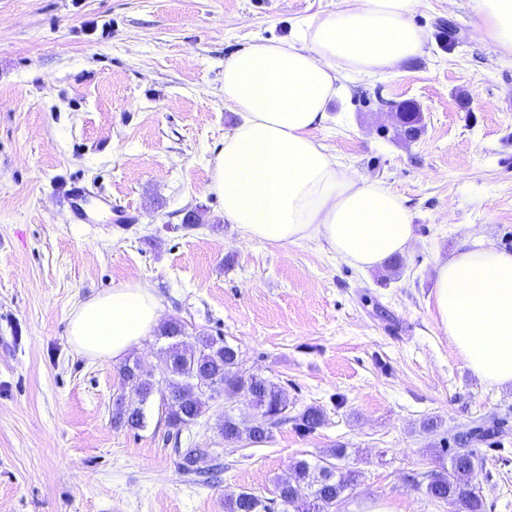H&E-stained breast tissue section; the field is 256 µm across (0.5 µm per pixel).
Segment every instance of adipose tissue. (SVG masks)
Instances as JSON below:
<instances>
[{
  "label": "adipose tissue",
  "instance_id": "ef3b65f1",
  "mask_svg": "<svg viewBox=\"0 0 512 512\" xmlns=\"http://www.w3.org/2000/svg\"><path fill=\"white\" fill-rule=\"evenodd\" d=\"M472 2L482 40L512 55V0ZM421 3L341 0L291 39H260L225 61L224 106L239 120L224 134L211 189L226 221L268 244L324 242L362 272L407 251L415 229L400 197L314 133L342 91L339 71L385 74L423 53L425 33L412 21ZM433 301L465 366L488 386H512V250L470 232L438 262ZM161 311L149 284L122 283L73 308L68 338L88 359L117 362L153 334Z\"/></svg>",
  "mask_w": 512,
  "mask_h": 512
}]
</instances>
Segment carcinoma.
Returning a JSON list of instances; mask_svg holds the SVG:
<instances>
[{"mask_svg":"<svg viewBox=\"0 0 512 512\" xmlns=\"http://www.w3.org/2000/svg\"><path fill=\"white\" fill-rule=\"evenodd\" d=\"M120 374L128 391L119 397L120 408L112 415L114 424L130 429L142 427L145 423L144 405L158 392L162 396L170 439L178 438L202 415L206 405L202 387L209 380L223 383L224 397L228 399L252 397L249 407L261 410L269 424L284 418L288 411V401L283 398L280 387L257 375L244 374L239 369L238 351L221 337L199 336L194 351L171 352L169 372L162 380L144 376L135 361L125 362ZM295 421L299 430L310 432L322 424L323 412L310 406L295 417ZM217 430L228 444L244 438L263 443L270 434L268 424L248 425L229 411L224 412ZM495 435L493 428L481 424L458 433L454 437L450 468L430 474L426 487L428 496L438 502H455L463 512H483L482 500L472 485V474L480 460L479 449L474 444L485 443ZM204 453L203 448L185 449L178 463L179 469L186 474L197 472V464ZM343 455L344 449L337 448L314 464L299 460L290 472L277 477L275 494L283 512H313L316 506L320 507L319 512H330L355 480L351 473L336 474L334 460ZM224 512H271V507L250 492L231 491L224 494Z\"/></svg>","mask_w":512,"mask_h":512,"instance_id":"cac0c4a2","label":"carcinoma"}]
</instances>
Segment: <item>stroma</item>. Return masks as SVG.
Listing matches in <instances>:
<instances>
[{
    "mask_svg": "<svg viewBox=\"0 0 512 512\" xmlns=\"http://www.w3.org/2000/svg\"><path fill=\"white\" fill-rule=\"evenodd\" d=\"M338 0H0V512H224V494L274 502L273 481L300 459L344 449L357 481L332 512L371 499L395 512H459L426 493L449 440L498 421L472 482L484 512H512V387L481 382L438 326L434 267L484 230L512 250V56L478 34L471 0H425L421 56L394 72L344 79L317 141L410 210L415 238L362 274L320 243L250 239L224 218L213 160L235 117L224 62L257 39L291 36ZM459 45L446 50L438 20ZM411 102L416 141L361 93ZM86 186L90 223L63 195ZM195 224H186L188 214ZM126 281L155 288L186 344L221 336L240 368L282 387L285 420L257 446L224 444L210 401L180 445L165 442L159 400L146 425L114 426L119 364L74 350L68 315ZM324 422L304 434L306 407ZM427 417L441 420L424 431ZM207 448L217 482L195 483L178 448Z\"/></svg>",
    "mask_w": 512,
    "mask_h": 512,
    "instance_id": "obj_1",
    "label": "stroma"
}]
</instances>
